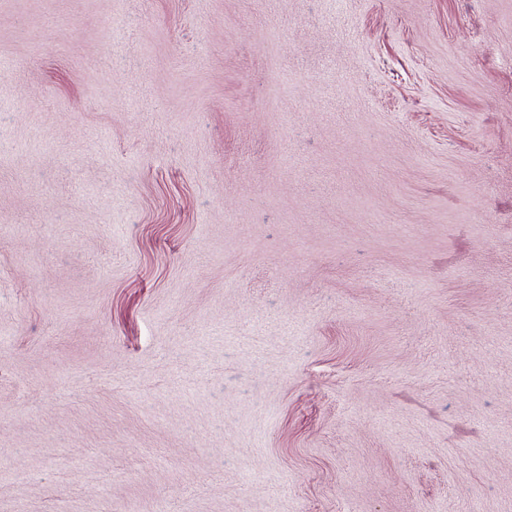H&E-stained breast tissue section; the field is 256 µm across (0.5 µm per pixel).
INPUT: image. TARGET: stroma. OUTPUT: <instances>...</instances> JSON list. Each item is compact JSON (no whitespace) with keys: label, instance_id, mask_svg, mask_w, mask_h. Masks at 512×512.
Here are the masks:
<instances>
[{"label":"stroma","instance_id":"obj_1","mask_svg":"<svg viewBox=\"0 0 512 512\" xmlns=\"http://www.w3.org/2000/svg\"><path fill=\"white\" fill-rule=\"evenodd\" d=\"M0 512H512V0H0Z\"/></svg>","mask_w":512,"mask_h":512}]
</instances>
